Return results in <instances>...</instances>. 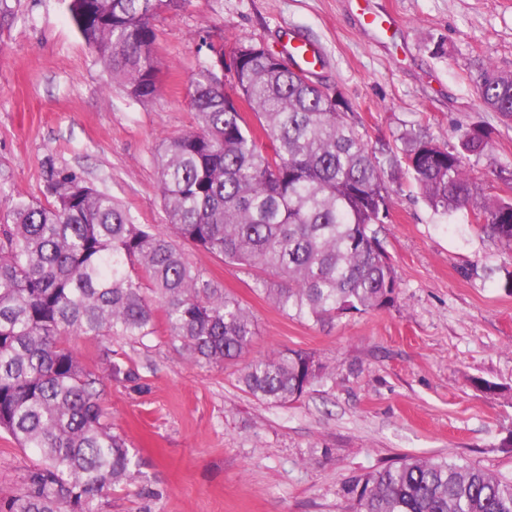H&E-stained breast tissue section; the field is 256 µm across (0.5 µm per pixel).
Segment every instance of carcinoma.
I'll use <instances>...</instances> for the list:
<instances>
[{"mask_svg": "<svg viewBox=\"0 0 512 512\" xmlns=\"http://www.w3.org/2000/svg\"><path fill=\"white\" fill-rule=\"evenodd\" d=\"M189 3L69 0L68 10L112 80L145 102L161 73L153 20ZM209 50L190 85L195 128L163 139L154 154L170 233L134 223L109 194L53 166V201L0 207V431L39 455L0 512H98L139 474L134 450L112 430L100 375L78 360L71 337L142 343L160 311L171 343L195 364L236 360L251 344L252 313L204 279L179 243L257 270V292L315 325L395 302L380 232L401 171L435 214L468 209L512 251V181L493 194L469 169L470 156L489 146L484 129L457 130L455 145L414 130L383 162L342 92L237 40L231 96L224 45ZM477 92L512 123V73L487 66ZM102 364L111 379L131 378L109 348ZM325 375L313 354L287 349L248 362L238 379L259 402L281 407ZM350 493L356 512H512V479L452 457L405 456L355 480Z\"/></svg>", "mask_w": 512, "mask_h": 512, "instance_id": "cac0c4a2", "label": "carcinoma"}]
</instances>
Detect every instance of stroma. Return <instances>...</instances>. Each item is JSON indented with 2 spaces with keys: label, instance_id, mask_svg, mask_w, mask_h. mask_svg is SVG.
I'll use <instances>...</instances> for the list:
<instances>
[{
  "label": "stroma",
  "instance_id": "1",
  "mask_svg": "<svg viewBox=\"0 0 512 512\" xmlns=\"http://www.w3.org/2000/svg\"><path fill=\"white\" fill-rule=\"evenodd\" d=\"M397 29L361 27L354 0H191L154 22L157 95L131 99L86 46L66 0H0V198L47 201L49 167L112 195L134 223L167 232L154 152L195 127L190 82L205 38L283 54L288 37L317 48L313 80L339 89L370 145L393 148L426 128L455 144L480 127L488 148L473 176L512 170V125L480 102L486 66L512 72V0H369ZM380 237L398 278L389 308L316 325L285 316L253 289V270L186 248L215 285L255 316L245 360L315 354L329 376L271 407L245 392L239 363L197 366L165 324L144 343L112 340L132 379L103 378L115 432L137 452L142 481L101 512H353L352 480L402 456H451L512 478V253L462 210L435 215L408 178L393 185ZM498 384L488 393L475 379ZM38 459L0 433V498Z\"/></svg>",
  "mask_w": 512,
  "mask_h": 512
}]
</instances>
